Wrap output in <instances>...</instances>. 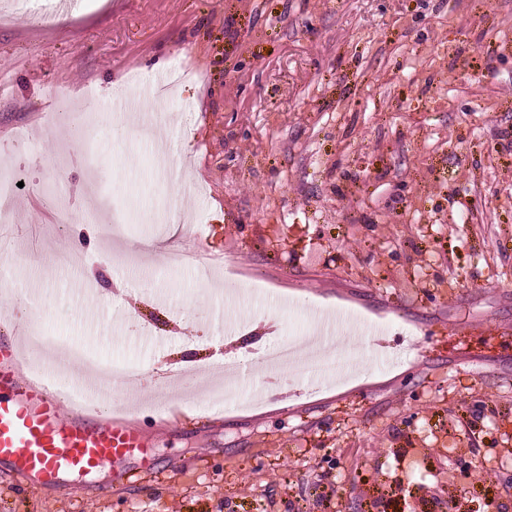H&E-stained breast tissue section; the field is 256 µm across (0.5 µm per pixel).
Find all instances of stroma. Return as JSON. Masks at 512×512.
I'll return each instance as SVG.
<instances>
[{
    "label": "stroma",
    "instance_id": "1",
    "mask_svg": "<svg viewBox=\"0 0 512 512\" xmlns=\"http://www.w3.org/2000/svg\"><path fill=\"white\" fill-rule=\"evenodd\" d=\"M176 62L196 76L140 141L158 104L128 77ZM64 109L93 119L80 152ZM4 160L0 292L31 291L52 346L132 370L97 396L153 464L44 486L0 463V512H512V0H0ZM188 238L210 280L170 264ZM317 310L383 325L405 361L213 394L225 324L259 346ZM18 177L9 166L2 165L0 171V221L10 213V206L18 190Z\"/></svg>",
    "mask_w": 512,
    "mask_h": 512
}]
</instances>
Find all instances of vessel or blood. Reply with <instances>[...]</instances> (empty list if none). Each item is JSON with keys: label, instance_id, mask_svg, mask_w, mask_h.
I'll list each match as a JSON object with an SVG mask.
<instances>
[{"label": "vessel or blood", "instance_id": "vessel-or-blood-1", "mask_svg": "<svg viewBox=\"0 0 512 512\" xmlns=\"http://www.w3.org/2000/svg\"><path fill=\"white\" fill-rule=\"evenodd\" d=\"M21 350L0 346V462L26 478L53 482L114 469L147 442L132 420L102 418L94 398L64 406L51 383L20 370Z\"/></svg>", "mask_w": 512, "mask_h": 512}]
</instances>
